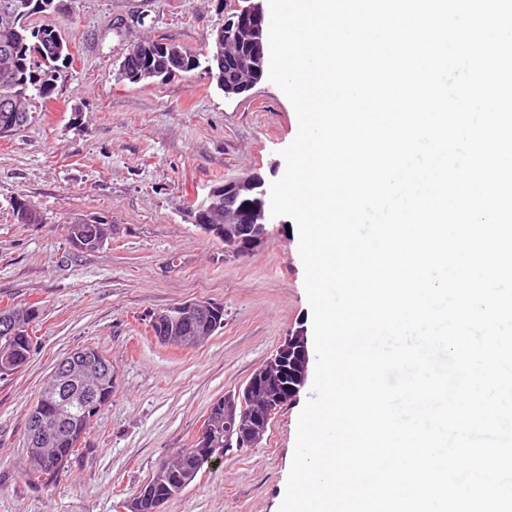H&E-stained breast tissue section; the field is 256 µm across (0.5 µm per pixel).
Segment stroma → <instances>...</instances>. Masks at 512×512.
I'll list each match as a JSON object with an SVG mask.
<instances>
[{
  "instance_id": "1",
  "label": "stroma",
  "mask_w": 512,
  "mask_h": 512,
  "mask_svg": "<svg viewBox=\"0 0 512 512\" xmlns=\"http://www.w3.org/2000/svg\"><path fill=\"white\" fill-rule=\"evenodd\" d=\"M232 0H72L30 23L59 29L73 55L34 121L0 138V309L37 304V346L0 380V512H128L158 464L193 442L211 405L244 387L297 325L311 326L298 234L273 232L237 256L188 216L224 180L280 178L295 110L269 80L225 97L197 68L164 82L117 80L136 43L206 53ZM42 215L18 223L15 199ZM112 225L101 248L74 247L66 227ZM187 300L224 306V326L191 348L161 344L143 317ZM90 346L112 363V401L89 448L55 484L27 476L26 423L53 366ZM302 388L254 448L204 466L161 512H279L291 469Z\"/></svg>"
}]
</instances>
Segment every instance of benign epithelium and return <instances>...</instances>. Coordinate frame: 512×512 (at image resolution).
Segmentation results:
<instances>
[{
  "label": "benign epithelium",
  "mask_w": 512,
  "mask_h": 512,
  "mask_svg": "<svg viewBox=\"0 0 512 512\" xmlns=\"http://www.w3.org/2000/svg\"><path fill=\"white\" fill-rule=\"evenodd\" d=\"M238 26L251 27L263 32L268 27L262 4L257 0H236L232 13L224 21V35L228 36ZM265 181L260 176L248 175L224 181V185L213 187L192 209L194 223L204 233L224 239V246L233 254H244L260 247L271 235L269 226L277 223L268 206ZM224 209L234 224V234L224 235V225L211 223V214ZM223 306L217 303L184 301L164 311L145 315V320L157 337L164 343L170 333L184 325L193 326V336H211L216 324L214 318L220 315ZM288 354V401H293L306 385L309 377V348L306 329L300 325L273 351L267 364L276 366L283 354ZM94 365L97 376L112 377L108 364L100 356L75 353L61 360L50 375V381L43 390V397L32 415V435L39 442L45 437L47 410L52 403L60 400L73 383L76 366ZM257 379H249L245 387L236 393L233 406L224 407V446L253 448L264 437L274 418L276 410L269 409L264 420L255 421L245 411V401L252 399ZM84 416L90 419L102 409L95 388L87 386L83 390Z\"/></svg>",
  "instance_id": "1"
}]
</instances>
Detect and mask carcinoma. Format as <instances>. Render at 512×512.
I'll use <instances>...</instances> for the list:
<instances>
[{
	"mask_svg": "<svg viewBox=\"0 0 512 512\" xmlns=\"http://www.w3.org/2000/svg\"><path fill=\"white\" fill-rule=\"evenodd\" d=\"M61 6L62 0H0V12L8 9L13 14L10 23L0 22V66L7 62L11 69L9 77L0 76V104L16 101L29 112L33 101H46L53 97L57 76L72 63L69 45L60 31L52 28L36 30L30 27L28 19L36 13L58 11ZM155 47L156 43L148 41L134 45L125 56L126 65L146 67L150 61L149 50ZM264 52V44L254 38L249 30L238 29L224 41L227 67H213L212 54L208 53L205 56V70L220 87L224 86L226 74L247 83L257 78ZM201 63L198 57L186 55L179 60H163V67H170L175 72L191 71L200 67ZM28 125L27 121L21 123L13 119L9 110L0 107V137L14 135ZM14 213L20 224L42 223L40 213L25 199L15 200ZM67 230L70 235H94L101 242L111 235L108 224H69ZM11 318L22 321L29 328L39 318V308L28 305L0 310V353L8 351L28 358L35 347L34 337L29 332L24 337L10 336L4 332L1 321ZM266 391L265 400L255 402L252 408L257 418L272 402L281 407L286 404L282 383H270ZM81 393V387L72 388L71 398L52 408L49 418L62 425L63 430L47 443L37 444L35 450L27 451L25 472L28 476L45 484L56 482L86 442L91 420L83 415ZM206 421L215 447H224V400L220 399L212 405ZM191 449V445L182 448L173 460L161 464L153 473L150 483L167 485L172 497L183 492L201 470V460L191 454ZM132 504L135 512H156L158 507L151 493L143 488L132 499Z\"/></svg>",
	"mask_w": 512,
	"mask_h": 512,
	"instance_id": "obj_1",
	"label": "carcinoma"
}]
</instances>
